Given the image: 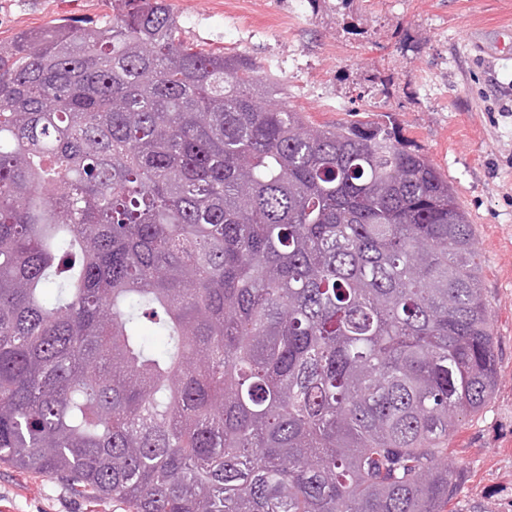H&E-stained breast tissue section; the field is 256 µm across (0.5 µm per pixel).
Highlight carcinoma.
Returning <instances> with one entry per match:
<instances>
[{
	"label": "carcinoma",
	"instance_id": "obj_1",
	"mask_svg": "<svg viewBox=\"0 0 512 512\" xmlns=\"http://www.w3.org/2000/svg\"><path fill=\"white\" fill-rule=\"evenodd\" d=\"M178 30L0 41V461L123 512H446L497 377L455 190Z\"/></svg>",
	"mask_w": 512,
	"mask_h": 512
}]
</instances>
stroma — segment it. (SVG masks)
I'll return each mask as SVG.
<instances>
[{"instance_id":"obj_1","label":"stroma","mask_w":512,"mask_h":512,"mask_svg":"<svg viewBox=\"0 0 512 512\" xmlns=\"http://www.w3.org/2000/svg\"><path fill=\"white\" fill-rule=\"evenodd\" d=\"M180 35L250 56L314 127L381 122L447 176L468 213L497 342L485 409L448 437V512H512V0H168ZM112 0H0V40L100 22ZM0 512H112L60 481L0 461Z\"/></svg>"}]
</instances>
